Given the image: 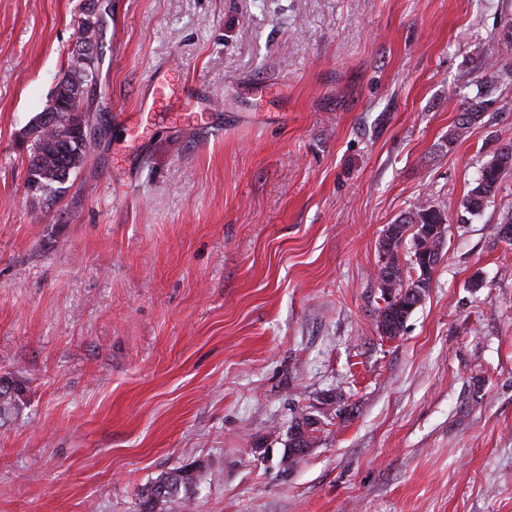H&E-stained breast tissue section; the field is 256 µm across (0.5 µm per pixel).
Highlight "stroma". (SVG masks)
<instances>
[{
  "mask_svg": "<svg viewBox=\"0 0 512 512\" xmlns=\"http://www.w3.org/2000/svg\"><path fill=\"white\" fill-rule=\"evenodd\" d=\"M82 4L0 0V512H140L182 467L180 512H512V173L462 206L512 80L452 136L512 0H109L82 99L106 131L47 207L22 132ZM163 70L199 98L144 107ZM422 201L445 254L390 339L379 242ZM19 388L6 377L0 378V421L10 419L19 409ZM318 420L311 417L309 414H300L295 418L294 424L288 431V437L284 443L283 453L281 456V462L285 455L288 453V448H301L299 451L292 454V456L285 461L291 463L294 458L300 454H306L310 448H314L318 442L317 432L320 431ZM193 484L194 476L185 468L160 475L141 488V511L174 512Z\"/></svg>",
  "mask_w": 512,
  "mask_h": 512,
  "instance_id": "1",
  "label": "stroma"
}]
</instances>
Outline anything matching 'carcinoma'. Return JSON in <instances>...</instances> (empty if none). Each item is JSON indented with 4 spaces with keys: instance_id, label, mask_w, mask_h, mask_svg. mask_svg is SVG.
Segmentation results:
<instances>
[{
    "instance_id": "cac0c4a2",
    "label": "carcinoma",
    "mask_w": 512,
    "mask_h": 512,
    "mask_svg": "<svg viewBox=\"0 0 512 512\" xmlns=\"http://www.w3.org/2000/svg\"><path fill=\"white\" fill-rule=\"evenodd\" d=\"M77 50L67 53V63L59 82L42 113L54 116V123L45 126L40 122L24 130L23 138L31 142L29 167L36 168L35 175L42 190L30 193L32 201L47 206L54 204L68 190V183L76 179L84 168L91 142L77 136L78 128L88 122L91 113L80 108L86 88L97 84L98 55L75 62ZM481 73L477 94L461 106L456 130L450 140L464 134L481 121L493 104L492 85L507 74L512 65L500 62L493 54L486 53L477 62ZM512 172V142L504 144L487 161L475 185L463 200L462 206L469 213L481 211L497 195L504 176ZM448 232V214L439 206L421 202L389 225L379 242V248L387 256L388 263L396 268L394 296L377 309L380 334L389 338L400 335L408 318L416 309V302L409 299V290L426 289V276L431 268L425 258L443 251ZM408 250L410 273L400 267L399 255ZM19 388L6 377L0 378V421L10 419L19 409ZM318 420L309 414L295 418L288 431L283 453L290 448H313L318 442ZM194 484L191 471L180 468L165 473L140 490L141 512H174L184 500V494Z\"/></svg>"
}]
</instances>
